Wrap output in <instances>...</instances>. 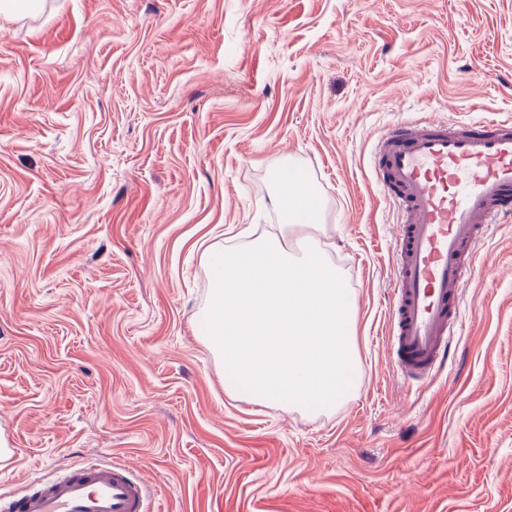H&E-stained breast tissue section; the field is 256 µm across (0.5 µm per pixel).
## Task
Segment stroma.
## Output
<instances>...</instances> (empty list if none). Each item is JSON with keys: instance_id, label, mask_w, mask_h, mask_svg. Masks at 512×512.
Returning <instances> with one entry per match:
<instances>
[{"instance_id": "1", "label": "stroma", "mask_w": 512, "mask_h": 512, "mask_svg": "<svg viewBox=\"0 0 512 512\" xmlns=\"http://www.w3.org/2000/svg\"><path fill=\"white\" fill-rule=\"evenodd\" d=\"M420 112L512 117V0H35L0 14V484L115 459L163 512H512V220L480 247L451 365L385 341L396 216L368 157ZM323 199L360 379L256 403L205 339L208 249Z\"/></svg>"}]
</instances>
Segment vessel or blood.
Instances as JSON below:
<instances>
[{
	"mask_svg": "<svg viewBox=\"0 0 512 512\" xmlns=\"http://www.w3.org/2000/svg\"><path fill=\"white\" fill-rule=\"evenodd\" d=\"M370 166L399 216L389 306L390 355L423 384L459 332L463 290L493 224L512 219V118L470 121L421 113L379 136ZM154 484L122 462L65 468L25 491L0 486V512H148Z\"/></svg>",
	"mask_w": 512,
	"mask_h": 512,
	"instance_id": "vessel-or-blood-1",
	"label": "vessel or blood"
}]
</instances>
